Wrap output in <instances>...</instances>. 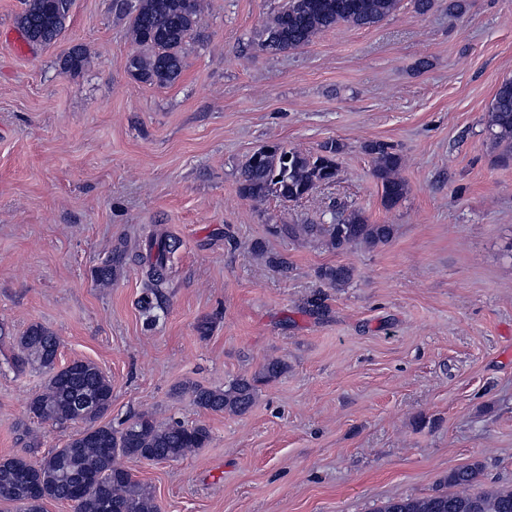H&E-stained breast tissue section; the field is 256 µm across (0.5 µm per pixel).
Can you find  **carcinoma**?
Returning a JSON list of instances; mask_svg holds the SVG:
<instances>
[{
  "label": "carcinoma",
  "instance_id": "obj_1",
  "mask_svg": "<svg viewBox=\"0 0 512 512\" xmlns=\"http://www.w3.org/2000/svg\"><path fill=\"white\" fill-rule=\"evenodd\" d=\"M398 6L399 0H287L263 24L259 48L283 53L307 45L317 34L341 23L372 27L394 14ZM112 11L130 18V32L138 46L127 59L129 74L159 86L176 81L182 72L183 48L197 34L203 0H112ZM67 15L57 0H26L17 24L28 40L49 44L63 30ZM84 59L82 48L77 47L63 56L62 70L75 74ZM484 131L500 150V159L511 161L512 79L498 85L485 115ZM341 152V143L334 139L321 144L314 155L281 145L263 146L244 162L238 193L244 199L272 195L283 202H297L317 187L336 181ZM365 152L373 156L384 206H397L408 193L400 174L402 157L379 142L365 145ZM273 233L290 240H320L341 253L356 245H384L392 239L394 227L370 224L361 211L353 209L332 216L328 224H282ZM146 247L148 288H160L175 242L152 237ZM318 277L332 288H344L353 280L354 271L336 264L320 268ZM17 344V368L36 364L48 374L43 390L29 402L30 413L59 424L79 418L86 427L37 461L25 455L0 457V501L13 506L15 512H44L45 501L70 499L75 512H157L151 491L132 477L120 459H181L208 445L209 429L182 421L161 425L148 413L120 431L110 424L101 425L99 420L112 405V384L95 363L75 361L56 367L59 339L38 325L29 327ZM287 369L285 362L276 359L224 389L191 384L182 390L204 410L242 415L254 405L258 385L279 378ZM477 476L476 466L455 470L446 478L454 491L389 500L376 512H512V489L474 491Z\"/></svg>",
  "mask_w": 512,
  "mask_h": 512
}]
</instances>
